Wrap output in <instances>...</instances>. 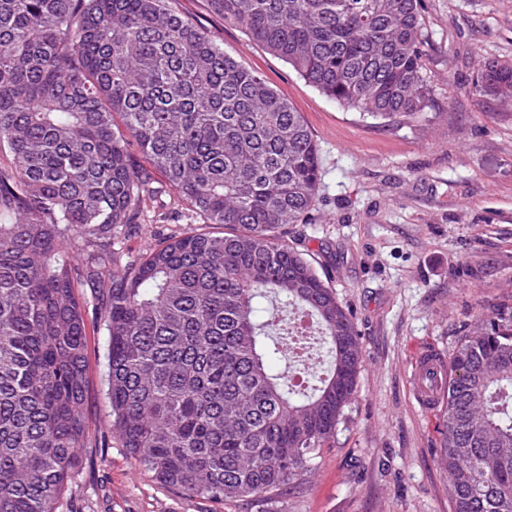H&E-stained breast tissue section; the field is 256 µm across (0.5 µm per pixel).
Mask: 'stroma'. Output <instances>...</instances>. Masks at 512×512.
<instances>
[{
    "mask_svg": "<svg viewBox=\"0 0 512 512\" xmlns=\"http://www.w3.org/2000/svg\"><path fill=\"white\" fill-rule=\"evenodd\" d=\"M301 112L320 149L321 184L288 244L352 311L358 391L301 485L271 502L187 497L157 482L120 441L83 448L57 512H451L441 420L412 391L422 350L449 356L479 308L512 294V103L476 97L489 61H512V0H421L432 88L421 119H374L330 100L288 63L226 25L205 0H170ZM173 191L146 202L124 252L187 229ZM106 336L88 331L91 431H108Z\"/></svg>",
    "mask_w": 512,
    "mask_h": 512,
    "instance_id": "1",
    "label": "stroma"
}]
</instances>
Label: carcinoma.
I'll return each mask as SVG.
<instances>
[{"label":"carcinoma","mask_w":512,"mask_h":512,"mask_svg":"<svg viewBox=\"0 0 512 512\" xmlns=\"http://www.w3.org/2000/svg\"><path fill=\"white\" fill-rule=\"evenodd\" d=\"M206 2L341 105L428 106L420 0ZM472 93L512 99V63L485 64ZM0 152V512H56L79 449L114 436L186 496L299 485L362 364L351 311L281 236L320 185L302 114L169 0H0ZM156 172L197 226L124 263ZM273 301L313 321L330 370L292 355ZM91 309L107 435L87 417ZM445 366L451 512H512V303L479 310Z\"/></svg>","instance_id":"1"}]
</instances>
